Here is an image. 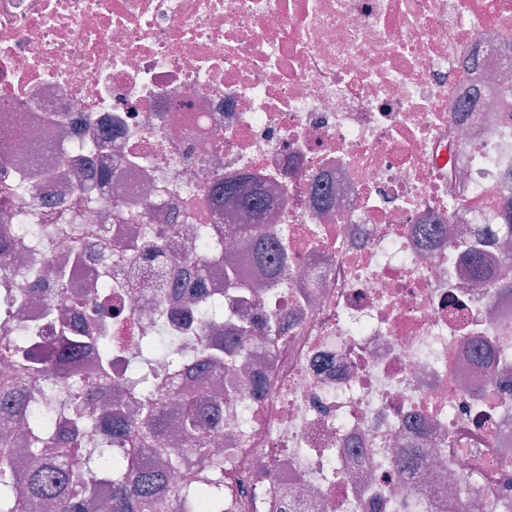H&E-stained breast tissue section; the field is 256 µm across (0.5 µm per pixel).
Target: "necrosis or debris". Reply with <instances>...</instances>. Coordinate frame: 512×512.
Instances as JSON below:
<instances>
[{
  "label": "necrosis or debris",
  "mask_w": 512,
  "mask_h": 512,
  "mask_svg": "<svg viewBox=\"0 0 512 512\" xmlns=\"http://www.w3.org/2000/svg\"><path fill=\"white\" fill-rule=\"evenodd\" d=\"M255 177L288 253L250 265L224 395V512H500L512 463V0H0V216L47 231L212 223ZM113 265L130 317L192 336L177 262ZM417 463L400 468L399 449ZM474 490L462 491L464 479ZM232 199L236 201L242 208L261 213L266 206L265 200L261 197L256 188L250 187L240 180L222 181L215 189L216 210L218 215L224 206V201Z\"/></svg>",
  "instance_id": "1"
}]
</instances>
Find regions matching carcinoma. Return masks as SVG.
<instances>
[{
  "mask_svg": "<svg viewBox=\"0 0 512 512\" xmlns=\"http://www.w3.org/2000/svg\"><path fill=\"white\" fill-rule=\"evenodd\" d=\"M232 199L242 208L260 213L266 206L257 189L240 180H224L215 189L216 211ZM235 231L254 240L256 258L277 271L278 247L272 234L260 224H241ZM167 236L145 235L139 240L117 246L104 259L134 267L148 259L166 254ZM195 251L205 256L198 264L207 275L212 267L224 269V284L238 293L247 285L238 276L240 264L231 253H224V237L217 224H204L193 239ZM17 247L0 245V284L6 291L0 297V512H32L35 502L45 512H84L95 502L107 512H182L183 495L193 497L202 512H224V460L212 454L214 432L224 421V397L210 395L200 388L175 389L159 383L156 368L165 359L169 369L184 370L195 362V372L222 368L241 356L250 338L249 326L236 328L237 336L224 344V298L207 296L195 302L202 323L196 336L165 338L141 336L119 351L112 337L78 336L69 329L70 316L91 307L102 317L122 319L131 309L122 303L120 289L106 281L87 283L82 301L62 309L51 299L45 314L51 321L63 315L60 330L62 356L73 357L84 349L96 354L95 371L75 380L66 376L62 366L39 351L41 328H29V342L14 340L10 311L23 307L35 297L32 288H10L20 276L16 265ZM83 249L66 252L47 249L44 266L55 274L54 295L62 293L70 273L82 268ZM122 354L126 377L115 396L128 403L125 419H112L97 409L103 385L112 381L114 356ZM68 389L59 401L49 398V389L59 380ZM181 405L179 419L168 424L170 401ZM73 410L72 429L60 433L54 427L57 406ZM183 436L184 448L166 456V472L136 455L135 448H165L167 429ZM29 457L33 466L24 481L17 478L19 456ZM182 477L179 489L170 488L166 474Z\"/></svg>",
  "mask_w": 512,
  "mask_h": 512,
  "instance_id": "carcinoma-1",
  "label": "carcinoma"
}]
</instances>
